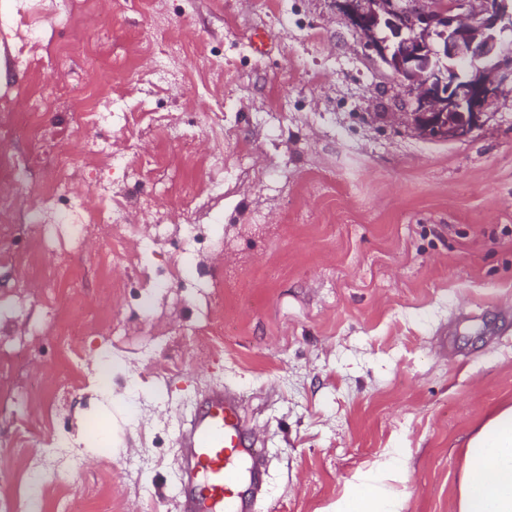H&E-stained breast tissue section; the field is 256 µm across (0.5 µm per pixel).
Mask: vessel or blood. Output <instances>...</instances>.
Listing matches in <instances>:
<instances>
[{
  "label": "vessel or blood",
  "mask_w": 512,
  "mask_h": 512,
  "mask_svg": "<svg viewBox=\"0 0 512 512\" xmlns=\"http://www.w3.org/2000/svg\"><path fill=\"white\" fill-rule=\"evenodd\" d=\"M242 409L238 392L215 387L180 422L173 486L178 512H256L268 450Z\"/></svg>",
  "instance_id": "obj_1"
}]
</instances>
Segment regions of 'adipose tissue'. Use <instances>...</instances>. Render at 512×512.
Segmentation results:
<instances>
[{
  "label": "adipose tissue",
  "instance_id": "adipose-tissue-1",
  "mask_svg": "<svg viewBox=\"0 0 512 512\" xmlns=\"http://www.w3.org/2000/svg\"><path fill=\"white\" fill-rule=\"evenodd\" d=\"M464 448L453 512H512V406L479 426ZM406 476L404 449H391L359 475L331 512H403L394 485Z\"/></svg>",
  "mask_w": 512,
  "mask_h": 512
}]
</instances>
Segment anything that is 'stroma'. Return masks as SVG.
I'll list each match as a JSON object with an SVG mask.
<instances>
[{
	"mask_svg": "<svg viewBox=\"0 0 512 512\" xmlns=\"http://www.w3.org/2000/svg\"><path fill=\"white\" fill-rule=\"evenodd\" d=\"M336 2L0 0V501L176 512L178 423L226 386L269 452L258 512H327L391 448L404 512H452L512 405V81L467 140L419 136ZM62 251L84 286L50 295Z\"/></svg>",
	"mask_w": 512,
	"mask_h": 512,
	"instance_id": "stroma-1",
	"label": "stroma"
}]
</instances>
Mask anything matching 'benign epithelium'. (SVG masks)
I'll return each instance as SVG.
<instances>
[{
  "label": "benign epithelium",
  "instance_id": "obj_1",
  "mask_svg": "<svg viewBox=\"0 0 512 512\" xmlns=\"http://www.w3.org/2000/svg\"><path fill=\"white\" fill-rule=\"evenodd\" d=\"M340 8L376 37L373 47L411 96V125L426 138L464 140L480 126L512 79V55L500 40L512 29L507 0L482 9L474 0H428L408 10L398 0H340ZM387 35L379 38L377 31Z\"/></svg>",
  "mask_w": 512,
  "mask_h": 512
}]
</instances>
